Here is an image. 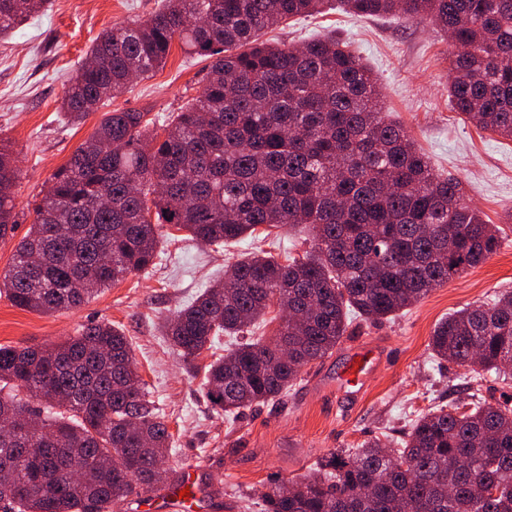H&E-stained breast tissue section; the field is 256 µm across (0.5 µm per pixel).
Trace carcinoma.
<instances>
[{
    "mask_svg": "<svg viewBox=\"0 0 512 512\" xmlns=\"http://www.w3.org/2000/svg\"><path fill=\"white\" fill-rule=\"evenodd\" d=\"M46 0H0V35ZM325 0H167L145 23L102 32L62 109L81 120L164 62L174 40L212 62L199 95L164 118L104 113L51 176L0 289L23 310L80 307L147 270L171 224L221 246L259 226L302 227L313 251L250 254L167 318L193 362L216 338H241L206 366L205 396L226 417L281 398L332 353L351 319L380 321L485 262L499 227L462 182L434 172L377 80L333 36L300 46L259 32L321 12ZM357 16L404 15L450 35L454 111L512 140V0H337ZM11 145L0 143V236L18 223ZM276 334L252 338L271 307ZM434 356L468 369L471 401L436 405L395 445L332 451L313 472L262 493L263 512H512V291L439 322ZM171 433L147 398L124 333L108 321L40 349L0 346V512H113L165 486Z\"/></svg>",
    "mask_w": 512,
    "mask_h": 512,
    "instance_id": "cac0c4a2",
    "label": "carcinoma"
}]
</instances>
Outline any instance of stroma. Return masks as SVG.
I'll list each match as a JSON object with an SVG mask.
<instances>
[{"label":"stroma","mask_w":512,"mask_h":512,"mask_svg":"<svg viewBox=\"0 0 512 512\" xmlns=\"http://www.w3.org/2000/svg\"><path fill=\"white\" fill-rule=\"evenodd\" d=\"M162 6L163 0H48L42 13L0 38V140L10 143L20 170L14 194L19 222L0 237V273L10 267L52 173L94 131L103 111L165 116L198 95L210 61L176 42L159 69L133 80L103 111L76 122L60 110L94 39L112 27L146 21ZM323 35L348 42L376 77L386 112L404 126L435 172L460 179L472 205L499 225L500 247L489 259L392 320L353 325L331 355L303 370L286 396L242 409L231 421L211 408L203 385L204 365L223 354L228 337L189 363L163 336L162 324L223 276L225 265L252 251L281 261L301 256L306 245L300 229L273 228L216 247L167 224L153 267L78 309L41 314L17 308L0 294V345L50 346L94 321L124 331L149 396L173 435L170 480L188 468L204 474L193 512H261L264 491L302 479L329 451L375 437L390 441L430 407L467 403L468 372L435 359L430 337L454 312L512 290V141L467 122L450 106L448 37L425 21L358 17L331 8L290 19L261 39L299 44ZM363 348L375 350L378 361L362 390L345 395L337 379L351 354Z\"/></svg>","instance_id":"obj_1"}]
</instances>
